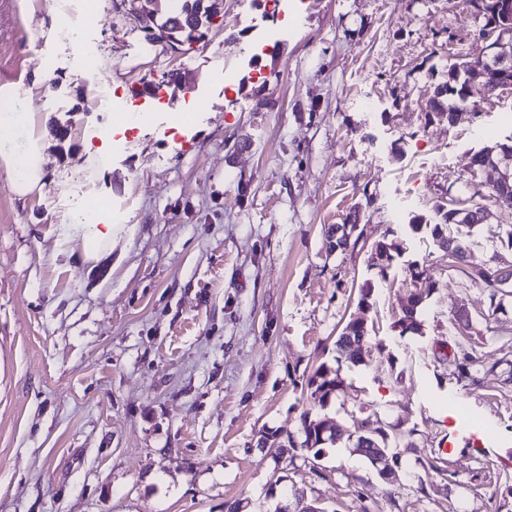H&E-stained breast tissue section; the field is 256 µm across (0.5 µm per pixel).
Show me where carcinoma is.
Wrapping results in <instances>:
<instances>
[{
  "label": "carcinoma",
  "mask_w": 512,
  "mask_h": 512,
  "mask_svg": "<svg viewBox=\"0 0 512 512\" xmlns=\"http://www.w3.org/2000/svg\"><path fill=\"white\" fill-rule=\"evenodd\" d=\"M148 6V21L142 27L145 38L152 42L154 37L165 35L169 39L168 45L175 48L185 42L201 41L207 36L211 19L217 15L213 9L212 0H183L180 6L172 5V0H146ZM479 60V57L464 58L462 61L453 65L455 71V81L452 84H443L435 87L430 98L432 111L425 113V119L428 122L448 121L452 125L455 122L457 113L464 111L462 104L468 101V95L449 92V87H463L466 85L464 75L469 66ZM512 154V149H504L498 146L486 147L475 153L472 159V165L475 169H480L483 165L490 162L493 158L502 152ZM462 193L468 195L471 193V180H466ZM453 186H448L445 195L438 198L434 206V212L438 221L430 227V234L436 241L445 240L450 236H458L462 233V228L472 229L478 224H482L495 217L494 210L486 209L491 204L493 190L484 188V195L473 197L472 211L462 213L458 208L448 204V196H457L461 193ZM390 231H385L382 237L373 245L375 254V266L378 268V274L381 278L387 277V270L390 262L394 258V252L397 251V245L389 239ZM326 243L329 251H344L352 245H357L350 239V233L342 229L341 226H330L326 230ZM507 278L511 279V289L500 286H494L483 278L473 273L470 267L459 268L463 276L474 285H480L486 288L490 294V311L496 314L504 309V300L512 296V263L503 266ZM410 280L412 288L407 296V302L402 306V316L395 326L402 331H416L419 328L418 317L424 301L432 294L435 284L424 281L419 273L410 271ZM367 338V328L360 321L348 323L342 330L336 340V352L341 358L351 361H358L362 357V350ZM475 363V359L469 354H464V361L459 367L460 377L469 379L480 387L491 383L496 376V370L500 362L482 365V374L474 376L470 367ZM344 381L339 375V370L332 369L325 363L320 364L308 376L305 382L306 393L310 402L315 407L326 408L333 400L337 399L343 390ZM301 432L303 441L299 444L288 442V446L299 447L303 455L308 459L319 460L326 454L327 445L335 444L337 441L336 431L330 426V420L326 416L308 410L301 416ZM390 436L381 421L377 418L364 421L361 431L356 435L352 442L353 452L365 457L370 463L381 465L379 474H384L387 469L384 456L388 455V440ZM390 456V455H388ZM393 464L400 462V457L396 454L390 456Z\"/></svg>",
  "instance_id": "cac0c4a2"
}]
</instances>
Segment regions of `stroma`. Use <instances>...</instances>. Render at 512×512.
Listing matches in <instances>:
<instances>
[{
    "instance_id": "obj_1",
    "label": "stroma",
    "mask_w": 512,
    "mask_h": 512,
    "mask_svg": "<svg viewBox=\"0 0 512 512\" xmlns=\"http://www.w3.org/2000/svg\"><path fill=\"white\" fill-rule=\"evenodd\" d=\"M96 15L79 33L89 66L38 36L61 23L44 0H0V86L34 89L10 103V147L47 130L39 191L17 196L0 168V512H268L298 492L326 512H512V304L485 321L487 292L428 230L471 154L512 141L510 90L455 125L425 120L450 65L479 52L482 19L458 0H290L273 20L264 0H223L205 40L174 51L118 0ZM170 72L185 88L149 95ZM103 81L112 110L87 111ZM135 103L148 120L116 125ZM86 188L117 226L96 261L81 238L58 241ZM354 214L357 247L328 252L326 228ZM386 231L399 252L384 280L372 247ZM464 245L471 265L512 256L493 219ZM412 266L435 289L403 333ZM355 320L370 350L337 360ZM457 342L498 362L492 388L435 360ZM323 362L345 382L324 411L342 439L318 461L259 447L267 430L301 441ZM369 416L399 435L395 481L347 439ZM433 456L447 477L424 469Z\"/></svg>"
}]
</instances>
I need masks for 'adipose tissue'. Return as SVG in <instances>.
Returning <instances> with one entry per match:
<instances>
[{"label":"adipose tissue","mask_w":512,"mask_h":512,"mask_svg":"<svg viewBox=\"0 0 512 512\" xmlns=\"http://www.w3.org/2000/svg\"><path fill=\"white\" fill-rule=\"evenodd\" d=\"M15 129L13 114H0V166L14 174L13 188L17 195L26 196L40 187L43 176L42 164L47 147L45 136L41 133L31 134L23 153L17 154L7 150Z\"/></svg>","instance_id":"adipose-tissue-1"}]
</instances>
